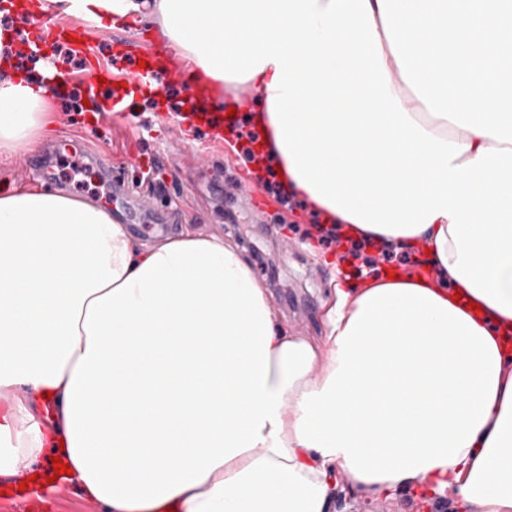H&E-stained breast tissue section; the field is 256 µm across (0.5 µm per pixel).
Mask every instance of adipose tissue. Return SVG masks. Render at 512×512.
<instances>
[{
	"label": "adipose tissue",
	"mask_w": 512,
	"mask_h": 512,
	"mask_svg": "<svg viewBox=\"0 0 512 512\" xmlns=\"http://www.w3.org/2000/svg\"><path fill=\"white\" fill-rule=\"evenodd\" d=\"M148 21L195 111L243 107L291 195L420 275L333 260L323 334L279 322L247 258L144 244L58 191L0 194V475L40 456L106 512H332L426 482L512 512V0H41ZM44 89L0 73V154Z\"/></svg>",
	"instance_id": "1"
}]
</instances>
